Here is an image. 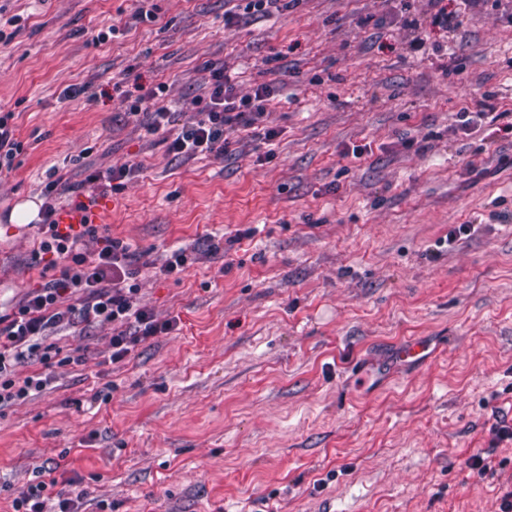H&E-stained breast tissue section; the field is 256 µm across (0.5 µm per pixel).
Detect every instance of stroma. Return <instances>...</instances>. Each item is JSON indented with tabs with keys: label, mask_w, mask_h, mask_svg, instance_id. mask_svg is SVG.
Here are the masks:
<instances>
[{
	"label": "stroma",
	"mask_w": 512,
	"mask_h": 512,
	"mask_svg": "<svg viewBox=\"0 0 512 512\" xmlns=\"http://www.w3.org/2000/svg\"><path fill=\"white\" fill-rule=\"evenodd\" d=\"M5 5L19 22L0 44V112L24 150L0 178V313L55 274L40 224L12 223L15 206L40 199L51 167L77 184L85 168L128 162L118 191L94 193L84 248L128 244L140 306L177 327L118 363L115 325L48 336L64 362L21 365L49 372L46 388L0 406V512L40 467L80 494L76 512H500L512 0H445L461 19L448 33L430 23L433 0H290L232 27L226 0ZM141 8L156 20L129 25ZM211 62L239 94L270 85L275 136L237 131L223 157L186 160L114 85H165L182 125ZM85 83L94 100L62 98ZM485 93L491 117L462 129ZM462 224L474 232L446 244ZM179 249L194 263L160 275ZM412 336L436 358L379 385L358 376ZM76 347L84 364L66 360ZM484 453L486 474L472 464Z\"/></svg>",
	"instance_id": "obj_1"
}]
</instances>
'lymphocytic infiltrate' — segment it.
Returning a JSON list of instances; mask_svg holds the SVG:
<instances>
[{"instance_id":"f902f5d3","label":"lymphocytic infiltrate","mask_w":512,"mask_h":512,"mask_svg":"<svg viewBox=\"0 0 512 512\" xmlns=\"http://www.w3.org/2000/svg\"><path fill=\"white\" fill-rule=\"evenodd\" d=\"M204 92L199 97L196 119L176 126L172 109L165 104L163 85L134 83L125 91L123 101L132 115H145L144 129L153 135L164 131L169 135L171 152L194 159L219 157L224 153L227 136L245 127L260 133L266 102L267 86H257L253 94L238 96L223 66L206 67ZM57 183H50L41 206L42 226L46 237L43 252L52 256L57 275L32 288L12 313L0 315V404L23 400L42 391L47 381L40 375L18 376V365L39 361L52 365V346L43 342L50 333L73 327L76 323L135 322L134 334L119 331L112 338L110 361H122L135 342L162 336L172 331L176 320L157 321L138 301L137 272L130 263L128 246L113 240L95 256L82 250L85 237L96 234V225L60 226L57 213ZM78 304H71V297ZM58 481L46 469H39L37 482L14 498L13 512H73L74 501L58 490Z\"/></svg>"}]
</instances>
